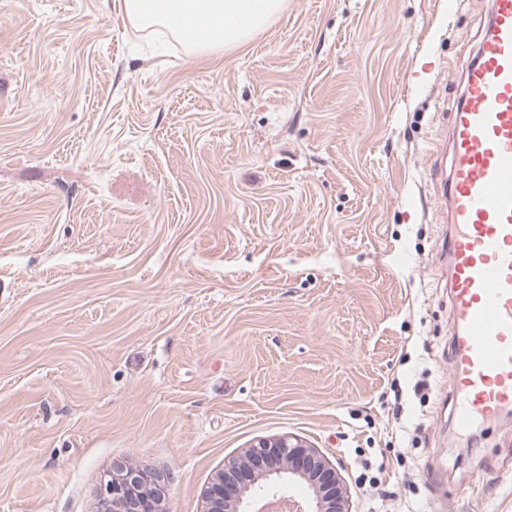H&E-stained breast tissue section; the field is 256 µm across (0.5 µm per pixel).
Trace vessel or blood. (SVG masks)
<instances>
[{
    "label": "vessel or blood",
    "mask_w": 512,
    "mask_h": 512,
    "mask_svg": "<svg viewBox=\"0 0 512 512\" xmlns=\"http://www.w3.org/2000/svg\"><path fill=\"white\" fill-rule=\"evenodd\" d=\"M442 175L460 425L512 407V0H492Z\"/></svg>",
    "instance_id": "vessel-or-blood-1"
}]
</instances>
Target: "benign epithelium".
Here are the masks:
<instances>
[{
	"mask_svg": "<svg viewBox=\"0 0 512 512\" xmlns=\"http://www.w3.org/2000/svg\"><path fill=\"white\" fill-rule=\"evenodd\" d=\"M312 487V497L288 502H269L267 495L253 494L254 486L272 495L291 483ZM165 480L141 486L140 474L121 465L101 480L97 499L100 512H169L165 505ZM202 512H349L336 469L319 453L292 435L259 438L240 454L224 461V470L204 496Z\"/></svg>",
	"mask_w": 512,
	"mask_h": 512,
	"instance_id": "obj_1",
	"label": "benign epithelium"
}]
</instances>
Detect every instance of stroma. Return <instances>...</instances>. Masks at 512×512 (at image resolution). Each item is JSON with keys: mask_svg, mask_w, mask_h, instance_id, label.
Segmentation results:
<instances>
[{"mask_svg": "<svg viewBox=\"0 0 512 512\" xmlns=\"http://www.w3.org/2000/svg\"><path fill=\"white\" fill-rule=\"evenodd\" d=\"M490 0H288L193 56L123 0H0V512H170L294 434L351 512H512L452 417L438 165ZM167 488L164 479L156 478L146 490L140 474L122 465L113 466L112 474L103 478L97 491L100 512H169L165 505Z\"/></svg>", "mask_w": 512, "mask_h": 512, "instance_id": "35a3bbf8", "label": "stroma"}]
</instances>
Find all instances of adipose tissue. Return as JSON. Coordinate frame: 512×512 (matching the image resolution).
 Listing matches in <instances>:
<instances>
[{
    "label": "adipose tissue",
    "instance_id": "1",
    "mask_svg": "<svg viewBox=\"0 0 512 512\" xmlns=\"http://www.w3.org/2000/svg\"><path fill=\"white\" fill-rule=\"evenodd\" d=\"M287 5V0H124V13L137 30L173 24L174 36L197 53L248 42Z\"/></svg>",
    "mask_w": 512,
    "mask_h": 512
}]
</instances>
